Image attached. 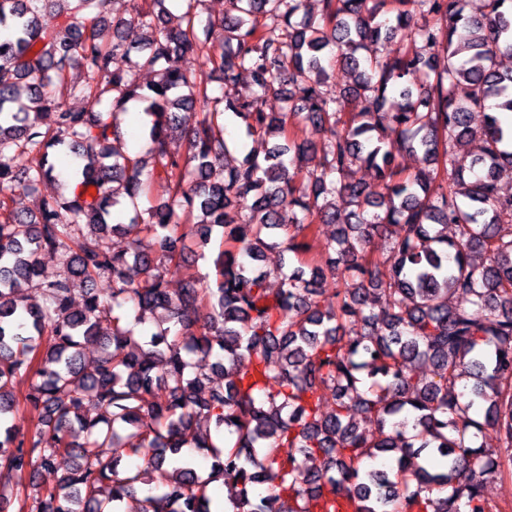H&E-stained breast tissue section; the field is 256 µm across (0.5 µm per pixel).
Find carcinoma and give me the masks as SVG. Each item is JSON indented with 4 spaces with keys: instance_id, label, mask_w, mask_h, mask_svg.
<instances>
[{
    "instance_id": "obj_1",
    "label": "carcinoma",
    "mask_w": 512,
    "mask_h": 512,
    "mask_svg": "<svg viewBox=\"0 0 512 512\" xmlns=\"http://www.w3.org/2000/svg\"><path fill=\"white\" fill-rule=\"evenodd\" d=\"M152 2L135 18L112 16L106 47L107 0H0V26L12 28L0 39V191L54 179L53 147L73 154L74 178L38 214L0 221V422L22 400L41 410L28 438L11 426L0 437V470L32 490H0V512H127L139 492L138 512H212L219 480L235 488L233 512H492L483 477L512 464V197L498 191L512 172V130L498 117L512 112V69L496 62L512 56V0H485L478 15L462 0H322L319 17L303 0H226L218 53L202 0H182L175 17L166 0ZM48 7L51 27L39 18ZM406 28L414 47L391 49ZM187 55L226 86L250 73L254 90L212 94L181 67ZM336 65L354 73L348 93L362 111H338L325 89ZM142 70L157 80L140 84ZM65 95L85 107H64ZM269 96L284 111H265ZM132 102L150 118L147 152L135 157L118 123ZM195 105L203 118L187 131L177 113ZM475 111L485 113L478 131ZM235 120L281 140L229 165ZM309 126L323 141L306 137ZM176 140L188 158L171 150ZM462 143L474 148L460 154ZM407 152L424 167L404 177ZM358 163L380 192L345 181ZM157 180L165 202L140 210ZM338 195L350 207L343 220ZM121 204L149 242L114 252ZM317 221L338 232L322 244L325 262L308 268ZM391 226L386 256L374 257L368 244ZM216 228L213 288L190 271L185 241L204 247ZM274 247L283 266L290 253L298 265L273 291L258 262ZM42 251L62 261L52 280ZM170 264L185 280L176 295ZM328 274L340 288L323 301ZM104 275L109 303L93 288ZM29 288L43 304L25 303ZM158 313L156 330L136 334ZM98 341L104 352L87 372L81 349ZM420 360L430 377L416 374ZM217 368L224 384L212 386ZM203 423L228 450L198 435ZM184 447L211 449L207 476ZM104 448L137 462L121 473L122 456ZM60 457L72 466L38 483Z\"/></svg>"
}]
</instances>
